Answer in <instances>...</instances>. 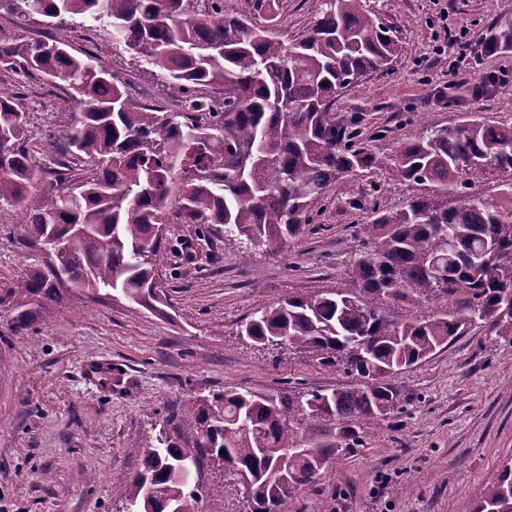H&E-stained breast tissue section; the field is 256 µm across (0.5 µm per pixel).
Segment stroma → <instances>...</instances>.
<instances>
[{
    "label": "stroma",
    "instance_id": "1",
    "mask_svg": "<svg viewBox=\"0 0 512 512\" xmlns=\"http://www.w3.org/2000/svg\"><path fill=\"white\" fill-rule=\"evenodd\" d=\"M367 3L404 50L389 71L367 75L336 102L337 111L363 113V140L378 132L390 142L411 139L423 125H450L464 112L512 122V82L501 80L512 52L485 55L477 42L496 20L512 17V0ZM69 25L72 47L95 51L135 102L152 89L160 102L171 99L150 66L113 50L105 32L89 38L77 20ZM448 42L452 53L436 54ZM490 77L495 90L474 95L473 80ZM24 85L28 135L42 145L36 164L45 169L58 157L46 141L70 122L68 92L40 76ZM419 192L385 173L339 180L303 238L247 258L223 227L202 240L197 225H170L161 314L72 293L45 304L22 336L0 316V512H124L112 490L137 467L152 428L168 423L194 441L187 399L356 384L312 354L257 346L237 331L287 295L352 288L356 225L373 206L396 209ZM21 222L20 214H0L2 283L20 278L29 263L18 243ZM392 384L400 413L363 447L331 460L289 512H473L487 474L512 459V336L475 328ZM199 480L213 491L204 512H244L242 487L222 471L202 464Z\"/></svg>",
    "mask_w": 512,
    "mask_h": 512
}]
</instances>
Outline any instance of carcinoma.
<instances>
[{"instance_id": "cac0c4a2", "label": "carcinoma", "mask_w": 512, "mask_h": 512, "mask_svg": "<svg viewBox=\"0 0 512 512\" xmlns=\"http://www.w3.org/2000/svg\"><path fill=\"white\" fill-rule=\"evenodd\" d=\"M280 2L246 0L239 12L224 0H0L1 14L53 19L56 29L29 41L0 27V74L67 83L75 117L64 135L73 166L39 189L23 93L0 88V207L22 214L32 259L21 279L0 285V310L18 336L36 309L63 300L39 257L50 237L70 242L58 262L72 287L157 310L161 228L173 208L203 234L222 224L247 251L279 250L306 234L329 186L346 176L386 169L421 187L359 225L355 287L289 296L240 330L263 345L307 349L361 382L188 401L197 438L190 446L162 429L147 438L139 468L114 489L127 512H201L210 492L180 469L190 450L200 464L247 476L245 512H288L330 459L400 412L395 375L479 322L512 335V182L496 194L468 191L470 174L512 171V124L465 112L410 140L359 142L362 114L336 111V98L392 64L395 31L365 0H320L308 29L290 38L275 23ZM67 17L96 24L157 69L181 110L134 103L100 57L72 52ZM479 42L487 55L512 51V20L494 22ZM456 295L465 306L440 305ZM430 302L438 307L429 316L414 315ZM313 419L335 422L336 435L304 439ZM474 512H512L511 461L487 475Z\"/></svg>"}]
</instances>
